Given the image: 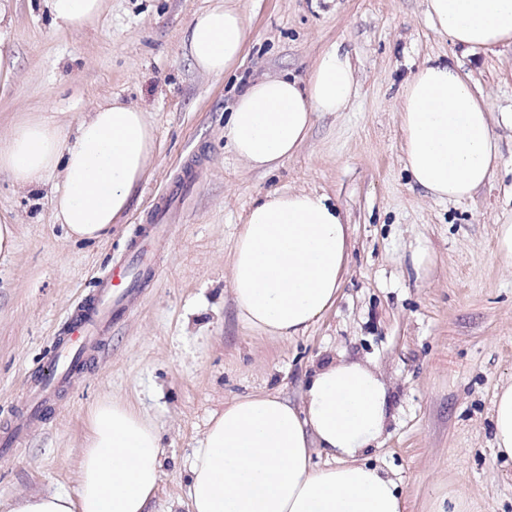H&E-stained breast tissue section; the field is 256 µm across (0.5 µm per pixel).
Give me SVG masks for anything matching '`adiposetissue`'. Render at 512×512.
Instances as JSON below:
<instances>
[{"label": "adipose tissue", "mask_w": 512, "mask_h": 512, "mask_svg": "<svg viewBox=\"0 0 512 512\" xmlns=\"http://www.w3.org/2000/svg\"><path fill=\"white\" fill-rule=\"evenodd\" d=\"M53 24L81 30L102 0H46ZM435 29L467 50L512 43V0H427ZM252 38L241 11L221 0L193 16L185 42L194 66L220 76ZM355 78L339 45L325 47L306 79L286 74L252 82L235 101L224 134L234 155L272 171L306 140L319 112H341ZM399 122L405 167L437 200L471 196L500 158L491 115L458 67L428 61L406 81ZM155 130L144 112L98 105L65 135L52 122L14 123L0 143V172L31 190L59 174L55 217L68 237L97 241L130 204L146 173ZM349 236L339 208L315 191H269L235 236L231 292L241 323L262 336L303 335L336 302ZM389 417L382 378L358 361L319 368L295 407L256 393L213 414L190 464L189 512H403L396 483L363 462ZM330 454L318 467L313 449ZM158 429L132 406L104 401L89 415L76 493L17 497L9 512H149L162 478Z\"/></svg>", "instance_id": "ef3b65f1"}]
</instances>
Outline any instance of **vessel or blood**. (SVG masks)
I'll return each mask as SVG.
<instances>
[{"label": "vessel or blood", "mask_w": 512, "mask_h": 512, "mask_svg": "<svg viewBox=\"0 0 512 512\" xmlns=\"http://www.w3.org/2000/svg\"><path fill=\"white\" fill-rule=\"evenodd\" d=\"M193 184V168L184 166L166 192L159 195L154 211L146 218L143 243L131 247L135 265L124 263L109 268L99 278L95 289L72 311L48 361L34 375L25 403L17 409L12 426L0 435V445L14 444L31 422L46 416L55 392L84 369L88 344L111 329L121 314L124 297L140 277L141 266L146 262L147 244L166 235L169 224L175 221L178 201Z\"/></svg>", "instance_id": "1"}]
</instances>
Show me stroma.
I'll list each match as a JSON object with an SVG mask.
<instances>
[{"instance_id": "obj_1", "label": "stroma", "mask_w": 512, "mask_h": 512, "mask_svg": "<svg viewBox=\"0 0 512 512\" xmlns=\"http://www.w3.org/2000/svg\"><path fill=\"white\" fill-rule=\"evenodd\" d=\"M214 0H102L82 30L55 29L45 0H7L0 49V139L23 118L71 132L111 99L134 105L155 148L128 211L107 237L73 241L57 224L54 180L38 191L0 174V222L15 251L0 256V426L25 398L70 312L125 258L156 196L190 158L197 185L180 202L154 257L98 353L55 409L0 448V504L75 492L88 416L101 401L137 408L158 429L163 475L150 512H188L189 467L209 418L258 392L301 405L318 366L336 358L376 370L389 417L367 463L394 480L404 512H512V459L496 449L493 406L512 383V259L497 249L512 224V47L464 50L437 33L426 0H236L252 28L241 66L194 69L183 33ZM350 54L357 94L316 114L306 141L277 170L249 168L224 136L243 86L286 73L306 78L331 43ZM443 59L470 74L492 115L501 157L471 198L437 201L412 183L398 120L406 79ZM328 195L349 229L334 306L303 335L261 336L239 321L230 291L236 226L274 189ZM433 256L417 275L412 255Z\"/></svg>"}]
</instances>
